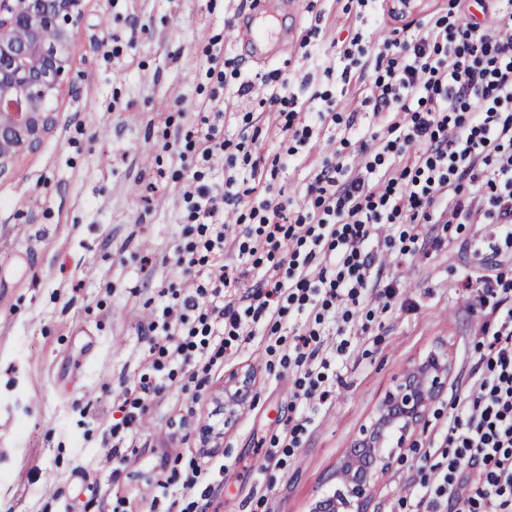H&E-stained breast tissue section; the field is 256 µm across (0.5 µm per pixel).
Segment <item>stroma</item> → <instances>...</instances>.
Wrapping results in <instances>:
<instances>
[{
	"mask_svg": "<svg viewBox=\"0 0 512 512\" xmlns=\"http://www.w3.org/2000/svg\"><path fill=\"white\" fill-rule=\"evenodd\" d=\"M447 12L448 0H410L403 18L393 0L363 9L356 0H295L288 9L281 0H88L59 124L0 182V512H112L120 499L125 512H167L170 499L158 498L157 484L171 448L202 467L193 488L173 487L180 505L309 512L333 491L327 475L396 378L440 350L451 363L448 387L417 429L415 448L374 487L378 512H413L400 499L422 452L440 461L453 406L479 375L478 343L494 322L464 283L512 271V242L489 240L487 225L419 227L438 247L374 267L378 287L396 294L383 312L374 297H361L321 404L294 399L297 372L269 367L265 336L239 342L210 370L184 364L138 434L113 432L122 414L110 396L170 369L150 360L146 327L161 290L180 283L183 180L165 146L184 137L187 113L208 114L222 102L225 138L241 154L280 157L262 179L271 196L304 206L307 184L337 141L357 158L382 131L351 92L360 70L347 68L343 49L359 43L374 61L380 36ZM249 18L276 19L289 39L283 56L259 63L233 42L231 28ZM214 46L239 62L240 77L223 87L206 75ZM286 65L301 73L290 95L308 104L326 92L338 103L335 121L315 127L291 163L277 115L260 104L272 90L268 75ZM244 81L253 84L246 94L238 91ZM245 370L254 373V401L225 424L217 409L224 382ZM296 418L307 421L299 447L265 458L263 445L287 438ZM115 445L130 450L119 466L109 454Z\"/></svg>",
	"mask_w": 512,
	"mask_h": 512,
	"instance_id": "obj_1",
	"label": "stroma"
}]
</instances>
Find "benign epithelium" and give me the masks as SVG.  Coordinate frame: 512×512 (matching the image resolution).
I'll list each match as a JSON object with an SVG mask.
<instances>
[{
  "label": "benign epithelium",
  "mask_w": 512,
  "mask_h": 512,
  "mask_svg": "<svg viewBox=\"0 0 512 512\" xmlns=\"http://www.w3.org/2000/svg\"><path fill=\"white\" fill-rule=\"evenodd\" d=\"M87 0H0V180L16 160L33 153L58 124L56 104L72 73L76 30ZM446 354L433 351L405 370L363 426L328 480L336 490L310 512H376L379 475L412 442L428 406L448 386ZM253 376L234 372L224 383V422L253 401Z\"/></svg>",
  "instance_id": "1"
}]
</instances>
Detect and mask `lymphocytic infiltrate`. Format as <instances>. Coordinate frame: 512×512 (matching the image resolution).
<instances>
[{
    "label": "lymphocytic infiltrate",
    "instance_id": "obj_1",
    "mask_svg": "<svg viewBox=\"0 0 512 512\" xmlns=\"http://www.w3.org/2000/svg\"><path fill=\"white\" fill-rule=\"evenodd\" d=\"M387 60L371 83L374 114L388 136L366 156L364 175L347 178L342 151L306 187L307 203L272 200L262 187L261 159L238 165L219 121L200 117L184 146H172L187 178L182 201L188 223L175 247L184 289L158 309L147 326L159 354L172 364L215 365L229 341H247L263 328L278 332L287 313L303 317L292 361L300 371L296 399H325L329 362L321 327L349 319L362 296L378 290L371 279L372 242L384 224H491L512 241V0H496L490 26L452 12L416 22L406 37L382 42ZM278 81L263 103L282 113L283 131L305 142L312 125L332 117L337 103L300 107ZM308 123L295 128L299 112ZM406 113L407 122L397 119ZM404 159L386 167V155ZM224 157L215 179L213 160ZM470 185L460 197L462 185ZM246 206L238 263L226 269L225 206ZM252 277L245 307L225 289ZM480 299L497 319L481 361L484 371L448 420L440 462L420 467L415 484L422 512H512V280H483ZM166 382L141 378V393L122 397L123 426L138 432L150 400Z\"/></svg>",
    "mask_w": 512,
    "mask_h": 512
}]
</instances>
